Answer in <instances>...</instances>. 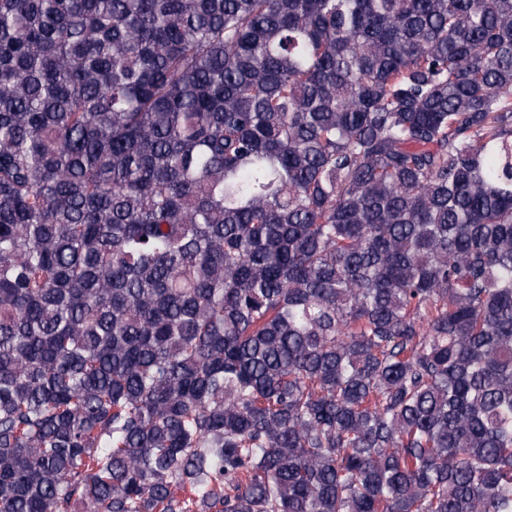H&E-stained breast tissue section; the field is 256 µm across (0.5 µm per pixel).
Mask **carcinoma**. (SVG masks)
I'll return each instance as SVG.
<instances>
[{
  "label": "carcinoma",
  "mask_w": 512,
  "mask_h": 512,
  "mask_svg": "<svg viewBox=\"0 0 512 512\" xmlns=\"http://www.w3.org/2000/svg\"><path fill=\"white\" fill-rule=\"evenodd\" d=\"M0 512H512V0H0Z\"/></svg>",
  "instance_id": "1"
}]
</instances>
